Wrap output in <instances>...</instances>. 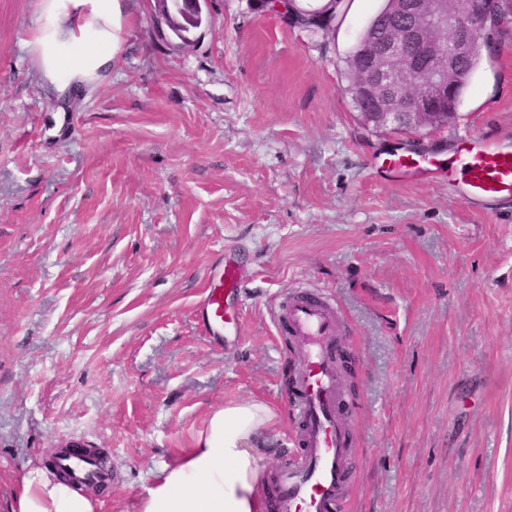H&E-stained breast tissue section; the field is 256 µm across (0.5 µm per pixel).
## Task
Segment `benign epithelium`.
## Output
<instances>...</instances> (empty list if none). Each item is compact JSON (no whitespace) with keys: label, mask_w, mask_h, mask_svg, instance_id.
Returning a JSON list of instances; mask_svg holds the SVG:
<instances>
[{"label":"benign epithelium","mask_w":512,"mask_h":512,"mask_svg":"<svg viewBox=\"0 0 512 512\" xmlns=\"http://www.w3.org/2000/svg\"><path fill=\"white\" fill-rule=\"evenodd\" d=\"M500 0H397L390 25L379 40L363 41L358 96L370 121L387 134L410 131L426 135L438 122L456 113L442 108L453 101L458 62L475 40L497 29L489 6ZM321 16L314 8L299 9L283 0L277 17L302 27L303 16ZM419 72L426 82L412 87Z\"/></svg>","instance_id":"benign-epithelium-1"}]
</instances>
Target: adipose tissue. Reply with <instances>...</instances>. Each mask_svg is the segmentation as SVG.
I'll return each mask as SVG.
<instances>
[{"instance_id": "obj_1", "label": "adipose tissue", "mask_w": 512, "mask_h": 512, "mask_svg": "<svg viewBox=\"0 0 512 512\" xmlns=\"http://www.w3.org/2000/svg\"><path fill=\"white\" fill-rule=\"evenodd\" d=\"M132 0H41L30 41L43 81L59 96L107 81L121 52ZM277 416L249 399L211 411L206 427L177 462L154 476L138 512H263L262 461ZM81 485L41 466L29 467L9 512H95Z\"/></svg>"}]
</instances>
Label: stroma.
Wrapping results in <instances>:
<instances>
[{"mask_svg":"<svg viewBox=\"0 0 512 512\" xmlns=\"http://www.w3.org/2000/svg\"><path fill=\"white\" fill-rule=\"evenodd\" d=\"M136 2L110 80L61 98L39 0H0V512L74 442L112 466L97 512H138L251 397L279 414L265 467L288 468L300 346L271 309L296 287L341 309L344 512H512V205L373 176L401 139L361 128L343 60L381 0L319 40L218 0L180 49ZM468 132L512 135V34L422 143ZM228 258L241 333L217 345L195 307Z\"/></svg>","mask_w":512,"mask_h":512,"instance_id":"stroma-1","label":"stroma"}]
</instances>
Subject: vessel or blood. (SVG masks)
Masks as SVG:
<instances>
[{
    "instance_id": "obj_1",
    "label": "vessel or blood",
    "mask_w": 512,
    "mask_h": 512,
    "mask_svg": "<svg viewBox=\"0 0 512 512\" xmlns=\"http://www.w3.org/2000/svg\"><path fill=\"white\" fill-rule=\"evenodd\" d=\"M392 171L405 182L447 173L468 206L486 208L512 201V143L481 134L461 138L456 157L442 153H406L391 162ZM241 271L226 264L215 282L205 288L196 306L204 329L218 332L238 327L239 315L225 301L240 294ZM303 343V369L292 391V409L298 420L296 463L279 477L273 512H343L346 504L345 462L353 441L343 418L342 393L336 375L339 312L329 298L291 291L275 316ZM55 469H68L88 483L106 481L107 475L88 458L61 455Z\"/></svg>"
}]
</instances>
